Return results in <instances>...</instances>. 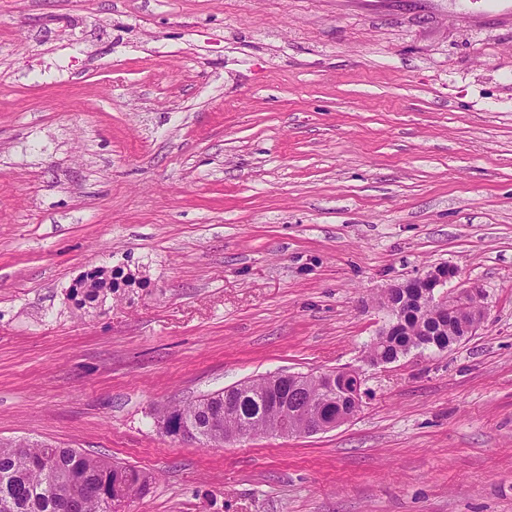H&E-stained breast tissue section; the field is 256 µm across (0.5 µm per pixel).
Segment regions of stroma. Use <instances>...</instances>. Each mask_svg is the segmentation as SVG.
Returning <instances> with one entry per match:
<instances>
[{
    "label": "stroma",
    "mask_w": 512,
    "mask_h": 512,
    "mask_svg": "<svg viewBox=\"0 0 512 512\" xmlns=\"http://www.w3.org/2000/svg\"><path fill=\"white\" fill-rule=\"evenodd\" d=\"M485 318L366 362L390 285ZM99 266L142 287L76 310ZM357 367L360 413L204 447L158 407ZM127 512H512V0H0V439Z\"/></svg>",
    "instance_id": "obj_1"
}]
</instances>
